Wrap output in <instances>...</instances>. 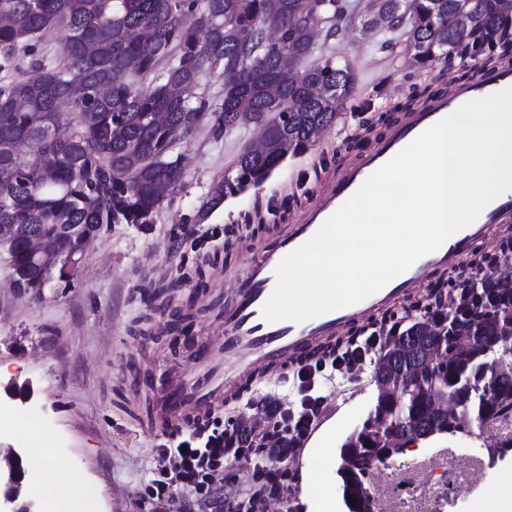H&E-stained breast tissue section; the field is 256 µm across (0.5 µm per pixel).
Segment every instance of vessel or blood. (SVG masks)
<instances>
[{
    "label": "vessel or blood",
    "mask_w": 512,
    "mask_h": 512,
    "mask_svg": "<svg viewBox=\"0 0 512 512\" xmlns=\"http://www.w3.org/2000/svg\"><path fill=\"white\" fill-rule=\"evenodd\" d=\"M509 87L512 64L477 67L468 81L454 84L451 90L392 123L383 137L329 180L325 191L300 210L292 224L282 226L272 240L259 244L235 288L224 297L221 344L211 343L187 324L175 338L176 353H158L145 368L130 365L129 402L145 407L141 431L155 438L170 436L214 416L261 381L284 380L289 371L319 358L328 345L354 329L370 326L379 312L413 297L422 284L463 267L477 244L488 242L499 225L511 223L512 193L505 192L440 249L420 258L363 301L300 323L270 322L263 315V306L276 287V268L282 258L308 241L370 174L464 103Z\"/></svg>",
    "instance_id": "obj_1"
}]
</instances>
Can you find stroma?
<instances>
[{
    "instance_id": "35a3bbf8",
    "label": "stroma",
    "mask_w": 512,
    "mask_h": 512,
    "mask_svg": "<svg viewBox=\"0 0 512 512\" xmlns=\"http://www.w3.org/2000/svg\"><path fill=\"white\" fill-rule=\"evenodd\" d=\"M353 2L357 20L317 54L348 62L355 90L306 153L288 156L263 183L207 212L203 205L214 186L260 131L247 125L217 135L211 120H203L175 148L186 158L182 185L152 224L109 227L87 248L69 287L46 289L38 300L20 294L0 259V402L33 410L53 444L50 478L25 482L28 500L55 497L58 487L76 482L93 491L95 512H150L138 492L155 465L157 441L138 430L125 406L120 379L129 361L171 343L172 316L189 298L200 308L195 326L211 324L218 272L245 265L253 240L273 239L276 225L293 223L329 177L356 159L365 125H373L371 137L379 139L416 86L431 85L438 94L449 81L473 75L476 63L468 58L455 59L448 76L435 68L421 71L405 49L404 32L386 39L365 29L360 17L367 0ZM256 206L264 224L246 226L242 215ZM204 262L206 288L193 280L171 287L177 267L189 271ZM374 370L365 364L354 380L325 390L315 440L336 449L361 428L375 403ZM462 453L474 469L451 464V456ZM307 454L303 447L288 459V500L267 501L259 512L304 505ZM494 477L512 482V419L420 443L370 473L366 487L374 512H474Z\"/></svg>"
}]
</instances>
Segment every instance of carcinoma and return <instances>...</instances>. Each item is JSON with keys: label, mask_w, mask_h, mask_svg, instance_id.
I'll return each mask as SVG.
<instances>
[{"label": "carcinoma", "mask_w": 512, "mask_h": 512, "mask_svg": "<svg viewBox=\"0 0 512 512\" xmlns=\"http://www.w3.org/2000/svg\"><path fill=\"white\" fill-rule=\"evenodd\" d=\"M351 20L347 0L318 9L313 0H0V249L13 287L37 296L68 284L87 238L150 223L182 183L173 146L207 115L216 133L265 131L262 152L238 155L210 209L314 145L355 86L349 64L315 57L314 33L327 41ZM379 22L390 33L410 23L406 49L421 68L451 69L463 44L476 55L498 45L486 65L512 60L498 0H369L365 24ZM61 27L64 55L47 65L37 47ZM291 47L295 61H309L301 70L282 63ZM212 74L223 84L217 105L194 96ZM65 114L74 130L61 135ZM37 238L56 248L34 254ZM377 372L374 408L339 447L345 512H373L367 471L403 453L413 430L444 438L512 417V312L476 315L448 333L415 322L390 338Z\"/></svg>", "instance_id": "obj_1"}]
</instances>
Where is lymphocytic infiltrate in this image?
<instances>
[{
    "instance_id": "1",
    "label": "lymphocytic infiltrate",
    "mask_w": 512,
    "mask_h": 512,
    "mask_svg": "<svg viewBox=\"0 0 512 512\" xmlns=\"http://www.w3.org/2000/svg\"><path fill=\"white\" fill-rule=\"evenodd\" d=\"M512 280L497 275L494 266L465 264L448 293L445 307L426 311L427 320L448 327L481 312H496L506 306ZM400 325L388 331H371L357 337L341 354L299 366L293 373L299 402L271 391L249 410L187 429L158 443L156 471L145 481L139 497L152 512H258L269 499L288 497V474L283 465L289 454L301 448L315 429L323 408V396L314 392L319 381L353 377L382 347L385 334H397ZM263 417V426L248 424L249 413ZM249 464L252 479L236 485L231 463Z\"/></svg>"
}]
</instances>
